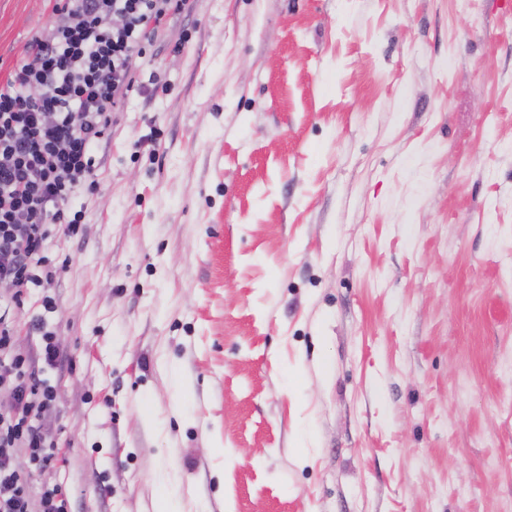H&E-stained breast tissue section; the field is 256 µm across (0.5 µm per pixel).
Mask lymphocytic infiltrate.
I'll use <instances>...</instances> for the list:
<instances>
[{
  "label": "lymphocytic infiltrate",
  "instance_id": "1",
  "mask_svg": "<svg viewBox=\"0 0 512 512\" xmlns=\"http://www.w3.org/2000/svg\"><path fill=\"white\" fill-rule=\"evenodd\" d=\"M190 0H57L53 23L39 30L6 82L0 83V285L23 307L30 286L51 287L46 243L79 232L72 198L94 193V154L135 83L158 29L188 11ZM0 512H69L57 477L56 448L43 434L55 394L30 360L15 352L0 314ZM25 447L38 471H52L38 503L14 451Z\"/></svg>",
  "mask_w": 512,
  "mask_h": 512
}]
</instances>
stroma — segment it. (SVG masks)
<instances>
[{
	"instance_id": "obj_1",
	"label": "stroma",
	"mask_w": 512,
	"mask_h": 512,
	"mask_svg": "<svg viewBox=\"0 0 512 512\" xmlns=\"http://www.w3.org/2000/svg\"><path fill=\"white\" fill-rule=\"evenodd\" d=\"M138 82L9 312L70 512H512V0H193Z\"/></svg>"
}]
</instances>
